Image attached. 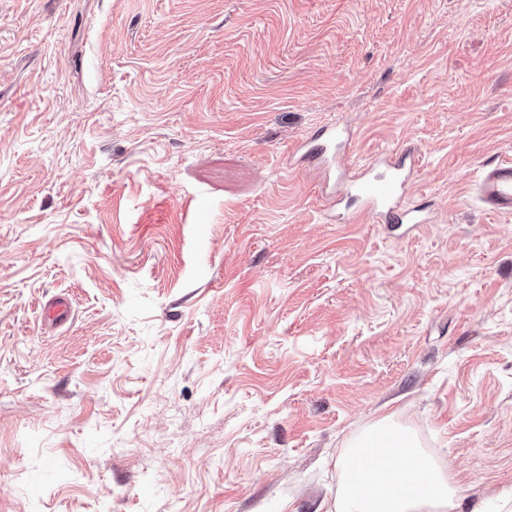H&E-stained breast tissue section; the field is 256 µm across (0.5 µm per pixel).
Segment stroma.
I'll return each mask as SVG.
<instances>
[{
    "mask_svg": "<svg viewBox=\"0 0 512 512\" xmlns=\"http://www.w3.org/2000/svg\"><path fill=\"white\" fill-rule=\"evenodd\" d=\"M332 121L429 223L289 169ZM510 156L512 0H0V512H336L384 417L512 512ZM415 153L411 147L401 153L379 154L347 180V195L359 203L354 217H378L385 223L402 226L426 224L427 214L404 204L411 186ZM478 194L491 210L512 213V159H493L483 164ZM72 316V305L68 296L56 295L41 307L42 321L50 326L67 323Z\"/></svg>",
    "mask_w": 512,
    "mask_h": 512,
    "instance_id": "obj_1",
    "label": "stroma"
}]
</instances>
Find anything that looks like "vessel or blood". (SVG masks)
Wrapping results in <instances>:
<instances>
[{
    "mask_svg": "<svg viewBox=\"0 0 512 512\" xmlns=\"http://www.w3.org/2000/svg\"><path fill=\"white\" fill-rule=\"evenodd\" d=\"M320 133L325 138L324 143L315 147L310 141H302L298 158L321 165L335 164L338 152L347 147L349 134L336 122L322 127ZM414 160L413 149L406 147L397 154L378 155L359 167L347 185L348 196L358 203L353 212L354 217L375 216L395 226L427 223L428 216L423 210L405 203L411 186ZM478 194L491 210L512 213L511 158L493 159L484 163ZM71 316V301L62 294L56 295L41 308L43 322L51 326L67 323Z\"/></svg>",
    "mask_w": 512,
    "mask_h": 512,
    "instance_id": "1",
    "label": "vessel or blood"
}]
</instances>
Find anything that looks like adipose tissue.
Returning a JSON list of instances; mask_svg holds the SVG:
<instances>
[{"mask_svg":"<svg viewBox=\"0 0 512 512\" xmlns=\"http://www.w3.org/2000/svg\"><path fill=\"white\" fill-rule=\"evenodd\" d=\"M385 435L392 449L375 452L377 435ZM345 472L365 470V487L346 484L336 512H450L457 488L442 468L424 456L401 430L378 421L366 429L345 456Z\"/></svg>","mask_w":512,"mask_h":512,"instance_id":"1","label":"adipose tissue"}]
</instances>
